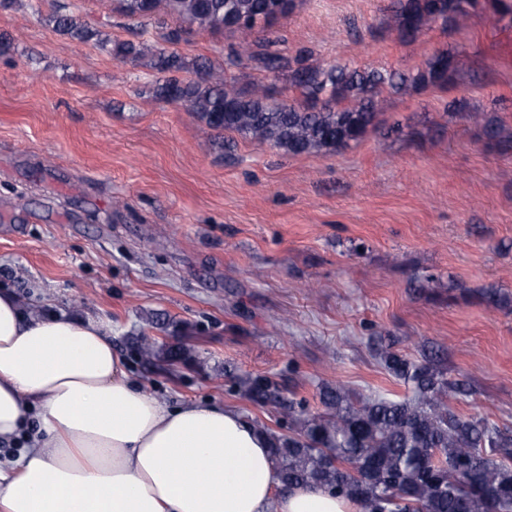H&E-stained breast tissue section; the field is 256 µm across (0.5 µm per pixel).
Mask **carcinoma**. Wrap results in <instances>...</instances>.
Wrapping results in <instances>:
<instances>
[{
	"label": "carcinoma",
	"instance_id": "1",
	"mask_svg": "<svg viewBox=\"0 0 512 512\" xmlns=\"http://www.w3.org/2000/svg\"><path fill=\"white\" fill-rule=\"evenodd\" d=\"M172 18L200 31H217L237 23L238 47L228 57L237 66L247 60L267 76L284 77L294 96L276 98L275 87L262 81L246 85L226 68L199 65L143 42L99 39L119 59L150 57L159 73L194 68L195 80L167 77L156 95L182 103L212 130L234 132L290 155H337L381 130L383 94L443 89L457 68L456 54L437 49L415 70L358 67L350 62L323 64L313 51L290 55L275 42L257 43L253 36L269 28L266 18L276 0H155ZM478 0H391L379 21L382 31L403 42L416 41L434 24L460 28L477 12ZM115 10L140 22L155 13L143 0H121ZM55 30L85 41L95 33L74 15L57 12ZM486 142L512 151V137L499 126H483ZM145 364L164 357L194 360L184 340L158 346L147 336L136 340ZM385 369L408 387L401 399L382 395L357 397L346 386L320 388L323 409L308 412L286 398L269 377L234 369L243 396L271 407L289 424L288 433L271 434V453L278 478L290 487L317 485L360 506L362 512H512V435L485 420L464 417L449 406L461 386L427 360L394 352L383 356Z\"/></svg>",
	"mask_w": 512,
	"mask_h": 512
}]
</instances>
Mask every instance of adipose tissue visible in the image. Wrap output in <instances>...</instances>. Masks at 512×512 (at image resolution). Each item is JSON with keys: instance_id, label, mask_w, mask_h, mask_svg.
I'll return each mask as SVG.
<instances>
[{"instance_id": "ef3b65f1", "label": "adipose tissue", "mask_w": 512, "mask_h": 512, "mask_svg": "<svg viewBox=\"0 0 512 512\" xmlns=\"http://www.w3.org/2000/svg\"><path fill=\"white\" fill-rule=\"evenodd\" d=\"M0 512H360L281 488L263 429L172 407L131 379L103 326L32 316L0 289Z\"/></svg>"}]
</instances>
